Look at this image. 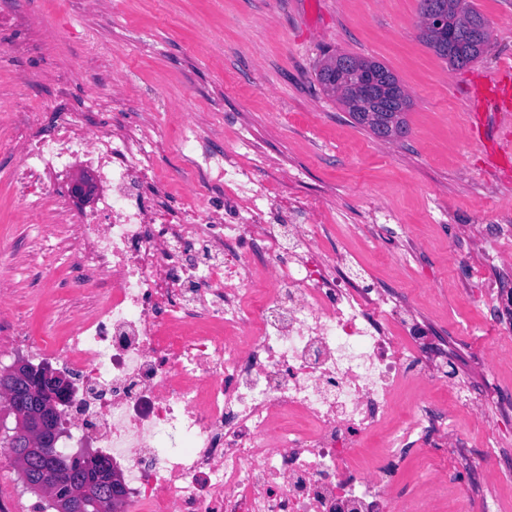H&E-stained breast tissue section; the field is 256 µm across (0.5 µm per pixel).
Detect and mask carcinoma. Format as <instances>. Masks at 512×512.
I'll list each match as a JSON object with an SVG mask.
<instances>
[{"instance_id":"carcinoma-1","label":"carcinoma","mask_w":512,"mask_h":512,"mask_svg":"<svg viewBox=\"0 0 512 512\" xmlns=\"http://www.w3.org/2000/svg\"><path fill=\"white\" fill-rule=\"evenodd\" d=\"M431 1L433 5L448 16V27L455 30L453 39L440 41L431 34L421 32L422 41L439 58L448 61L456 68H463L476 61L483 52L487 41V31L481 16L463 6L461 0H420V8ZM355 69L364 75H371L382 85L398 83L396 76L383 64L358 55L343 54ZM316 78L323 91H328L330 83L336 81V62L329 56L316 73ZM349 116L359 125L367 128L378 138L384 131L392 130L398 137L407 134L405 120L411 101L403 96L392 101L389 111L379 113L381 121L372 120L368 113L356 111L348 99L340 100ZM34 368L28 364L15 367L0 375V389L10 394H20L31 390V378ZM48 401L37 400L35 404L14 410L16 424L13 433L0 440L1 448H8L18 464L22 481L32 492L48 490L44 475L52 474L57 489L51 492L47 503L48 512H112V502L123 493L120 481L112 476V470L106 461L97 458L88 465L84 460L72 459L60 452L54 442L57 441L59 416H54L52 424L46 427L44 434L53 442L51 446H40L38 450L29 451L25 446L28 438L34 434L37 422ZM88 488L97 493L96 498L88 499L75 493L78 488Z\"/></svg>"}]
</instances>
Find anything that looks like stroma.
Here are the masks:
<instances>
[{
  "mask_svg": "<svg viewBox=\"0 0 512 512\" xmlns=\"http://www.w3.org/2000/svg\"><path fill=\"white\" fill-rule=\"evenodd\" d=\"M485 20L480 58L457 70L421 39L420 0H0V371L12 339L60 344L86 298L71 296L70 229L23 209L12 186L11 123L84 112L91 130L153 116L165 133L153 177L192 202L181 172L235 151L269 159L289 195L318 198L319 245L345 255L353 279L395 295L451 360L449 385L426 387L445 413L441 443L458 470L457 496L512 512V435L492 438L512 409V335L495 297L512 292V175L472 131L473 80L512 62V0H466ZM384 64L408 93L409 132L386 141L323 93L331 53ZM101 95L91 99V86ZM209 120L195 153L181 151L191 116ZM485 398L469 408L455 386ZM484 459L477 473L476 459ZM31 492L11 453L0 456V506L29 512Z\"/></svg>",
  "mask_w": 512,
  "mask_h": 512,
  "instance_id": "stroma-1",
  "label": "stroma"
}]
</instances>
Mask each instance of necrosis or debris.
Listing matches in <instances>:
<instances>
[{
	"instance_id": "obj_1",
	"label": "necrosis or debris",
	"mask_w": 512,
	"mask_h": 512,
	"mask_svg": "<svg viewBox=\"0 0 512 512\" xmlns=\"http://www.w3.org/2000/svg\"><path fill=\"white\" fill-rule=\"evenodd\" d=\"M23 128L12 183L31 209L56 214L73 169L94 173L70 255L93 304L55 355L72 378L57 445L108 460L124 487L114 512H429L389 490L414 443L421 484L454 488L430 445L433 401L414 398L395 422L401 388L445 371L390 296L315 248L318 227L300 218L317 203L283 206L287 233H269L264 157L251 169L225 157L220 205L206 173L187 172L196 204L171 222L158 208L169 187L151 177L161 140L121 120L87 133L80 112L56 113L48 132L30 112ZM379 431L382 452L357 463Z\"/></svg>"
}]
</instances>
